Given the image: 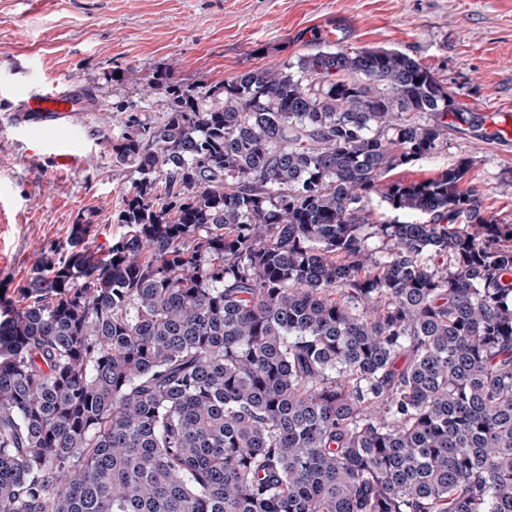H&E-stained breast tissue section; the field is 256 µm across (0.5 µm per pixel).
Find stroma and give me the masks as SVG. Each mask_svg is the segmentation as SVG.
Segmentation results:
<instances>
[{"label":"stroma","instance_id":"stroma-1","mask_svg":"<svg viewBox=\"0 0 512 512\" xmlns=\"http://www.w3.org/2000/svg\"><path fill=\"white\" fill-rule=\"evenodd\" d=\"M325 44L402 51L473 112L512 113V0H0V298H16L73 224L94 225L97 254L124 231L136 175L112 141L126 121L116 104L136 92L106 74L173 61L179 77L225 80ZM57 85L91 91L95 106L62 126H12L18 96ZM463 158L487 214L512 223V141L452 131L445 152L395 175L419 181Z\"/></svg>","mask_w":512,"mask_h":512}]
</instances>
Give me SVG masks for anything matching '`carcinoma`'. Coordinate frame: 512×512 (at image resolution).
Masks as SVG:
<instances>
[{"instance_id":"obj_1","label":"carcinoma","mask_w":512,"mask_h":512,"mask_svg":"<svg viewBox=\"0 0 512 512\" xmlns=\"http://www.w3.org/2000/svg\"><path fill=\"white\" fill-rule=\"evenodd\" d=\"M176 72L110 75L126 232L0 304V512H512V224L391 175L478 114L395 49Z\"/></svg>"}]
</instances>
